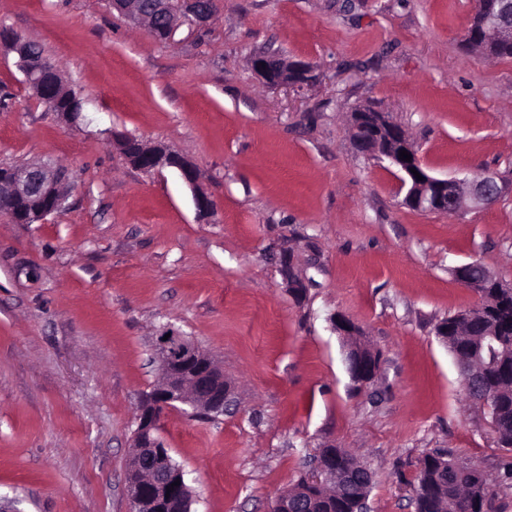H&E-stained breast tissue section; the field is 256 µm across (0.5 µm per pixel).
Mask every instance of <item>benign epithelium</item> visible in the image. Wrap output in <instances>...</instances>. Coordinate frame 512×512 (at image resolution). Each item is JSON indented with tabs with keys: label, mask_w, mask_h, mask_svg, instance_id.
<instances>
[{
	"label": "benign epithelium",
	"mask_w": 512,
	"mask_h": 512,
	"mask_svg": "<svg viewBox=\"0 0 512 512\" xmlns=\"http://www.w3.org/2000/svg\"><path fill=\"white\" fill-rule=\"evenodd\" d=\"M112 8L133 23L141 24L148 18L137 0H112ZM154 10L169 18L165 31L166 39L170 41L183 25L206 31L215 21V13L205 0H156ZM507 10L505 0H476L478 24L475 37L489 31L494 34L497 45H512V23L506 21ZM0 49L16 55L25 83L33 94L41 96L36 69L30 66L26 40L9 30L3 31L0 33ZM251 67L270 86L284 83L304 85L313 72L312 66L307 62L284 60L268 54L253 56ZM385 120L386 115L383 112L376 111L370 116L367 110H360L357 118L351 121L350 140L363 154L372 158H385L404 173L402 184L407 186L404 203L411 209L428 213L458 214L485 208L505 192L507 183L496 173H487L469 181L430 175L404 130L391 129V134L387 136L389 144L381 145ZM122 142L128 147H134L133 155L128 157L133 166L145 171L162 168L178 170L194 191L199 216L206 217L212 213L214 203L199 189L200 175L194 165L181 155L160 146H151L126 137ZM402 150L411 155L410 161L400 159ZM413 169L418 171L422 179H417L411 173ZM62 182L64 179L60 176V170L42 161L0 174V189L4 194L12 199H26L33 203L32 210L15 215L14 220L18 224H35L51 214L62 212L67 199L61 189ZM454 276L468 289L491 283L512 293L511 283L496 277L477 260L455 267ZM334 326L336 332L348 341L358 336L354 324L342 314L335 317ZM154 347L162 386L155 400L140 410L132 447L152 449L151 457L160 478L154 482V489L151 491L142 490L138 482L128 479L126 495L130 501L131 512H164L172 498L179 500L180 512H191L193 496L190 487L183 482L178 486L174 485V481L183 479V470L171 463L169 450L158 447L155 436L158 435L163 414L176 403L187 405L195 413L207 417L224 414V402L227 401L229 389L224 387V374L210 362L209 355L174 330H161L155 338ZM347 370L353 381L371 383L380 375L381 355L373 350L371 356L366 358L351 356L347 361ZM335 459L334 454L325 450L319 453L315 474L306 479L307 487L320 488L325 484H334L340 490L357 489L361 472L350 465L338 466ZM295 508L296 499L281 493L271 503L269 512H295Z\"/></svg>",
	"instance_id": "benign-epithelium-1"
}]
</instances>
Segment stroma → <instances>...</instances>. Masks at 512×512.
I'll list each match as a JSON object with an SVG mask.
<instances>
[{"label": "stroma", "instance_id": "35a3bbf8", "mask_svg": "<svg viewBox=\"0 0 512 512\" xmlns=\"http://www.w3.org/2000/svg\"><path fill=\"white\" fill-rule=\"evenodd\" d=\"M202 39L161 43L107 0H0V27L38 42L86 119L29 92L0 51V163L66 168L63 212L0 217V512H129L131 439L160 380L162 328L188 337L230 388L223 415L176 405L159 436L192 512H268L320 448L372 472L369 512H414L416 460L437 450L500 479L512 448L466 397L435 334L477 295V260L512 282V192L487 208L427 214L400 171L358 153L352 112L387 113L427 172L512 182V58L464 48L474 0H218ZM267 53L313 67L268 87ZM120 136L161 144L200 172V218L176 170L144 172ZM295 251L303 298L286 287ZM382 353L354 383L335 315Z\"/></svg>", "mask_w": 512, "mask_h": 512}]
</instances>
